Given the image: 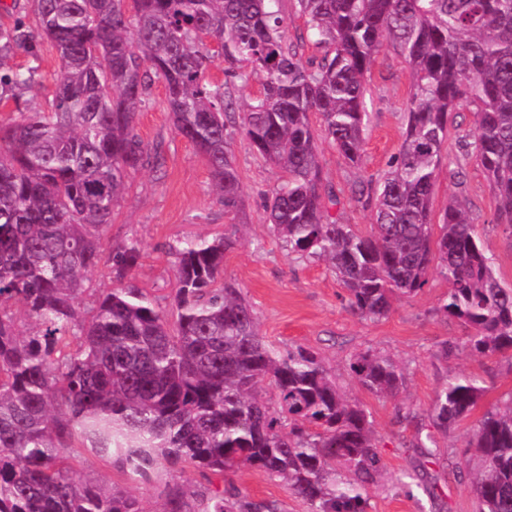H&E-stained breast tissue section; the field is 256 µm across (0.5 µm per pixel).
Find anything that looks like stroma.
Returning a JSON list of instances; mask_svg holds the SVG:
<instances>
[{
  "instance_id": "stroma-1",
  "label": "stroma",
  "mask_w": 512,
  "mask_h": 512,
  "mask_svg": "<svg viewBox=\"0 0 512 512\" xmlns=\"http://www.w3.org/2000/svg\"><path fill=\"white\" fill-rule=\"evenodd\" d=\"M8 64L15 69H37L36 81L22 104L40 107L52 99L60 60L51 44H43L39 57L21 51ZM411 91L408 65L393 47H384L366 75L370 121L360 164L348 163L327 140L318 142L322 182L340 199L332 214L342 223L355 225L360 233H369L373 210L358 203L355 192L376 184L397 154ZM136 132L145 146L160 149L163 161L160 168L148 167L130 176L129 187L106 229L108 245L133 241L141 250L138 265L121 283L170 307L175 286L172 246L198 237L232 236L236 244L224 259L221 280L239 288L252 305L261 335L279 350L298 344L316 353L344 395L363 405L370 415L386 473L367 489V512H477L468 479L454 477L451 469L456 466L464 473L471 469L463 450L483 413L512 392V358L464 350L469 328L437 312L448 291L447 281L430 273L423 291L400 299L388 317L361 318L349 307L342 284L324 262L289 254L271 233L263 205L282 174L256 155L240 130H232L229 139L243 187L241 204L233 213L225 212L213 189L205 159L176 131L162 83H153L137 115ZM474 132L471 108L460 106L445 144L433 210L442 214L449 197L460 198L493 258L496 276L512 288V235L497 221L498 202L483 168L464 149ZM447 340L459 343L460 348L444 359L439 350ZM366 351L390 356L401 365L405 384L398 397L372 394L351 375L350 359ZM459 374L479 379L485 394L458 426L436 433L435 454L424 456L415 446V437L431 430L434 397ZM74 468L81 478L127 490L143 512L164 508L162 484L125 480L114 461L85 452L75 460ZM414 469L427 473L426 486L397 484L402 472ZM185 478L195 491L231 483L251 500L275 503L280 512H310L304 500L257 468L241 469L228 479L190 469Z\"/></svg>"
}]
</instances>
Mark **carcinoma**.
Returning a JSON list of instances; mask_svg holds the SVG:
<instances>
[{"label": "carcinoma", "mask_w": 512, "mask_h": 512, "mask_svg": "<svg viewBox=\"0 0 512 512\" xmlns=\"http://www.w3.org/2000/svg\"><path fill=\"white\" fill-rule=\"evenodd\" d=\"M35 0L37 24L0 26V95L15 101L35 69L4 62L49 42L61 66L51 107L0 125V512H143L115 485L76 476L69 450L120 462L130 480L189 468L219 474L242 466L285 483L310 512H365V486L384 463L366 410L347 400L323 362L302 346L276 350L237 288L214 287L231 237L186 240L176 255L175 322L136 288L99 297L91 317L77 301L87 273L108 255L115 278L135 267V242L106 249L105 229L135 171L160 164L135 133L154 81L165 86L178 133L205 158L227 211L242 183L228 130H242L284 181L266 198L272 233L288 253L326 262L365 319L397 299L448 281L438 313L471 327L464 348L512 350V288L462 201L433 222V197L456 109L476 117L465 145L512 234V0H295L302 40L326 53L306 63L288 44L279 0ZM222 83L205 82L216 56ZM407 61L413 93L398 154L375 196L373 234L331 216L340 200L321 184L310 116L350 164L361 161L364 74L384 43ZM262 91L246 111L232 88L251 71ZM35 325L20 331L13 307ZM353 377L395 398L404 373L393 359L355 355ZM268 381L275 399L261 396ZM485 388L456 375L436 395L434 428L466 418ZM465 453L480 512H512V394L487 410ZM164 512H278L231 485L211 494L165 483Z\"/></svg>", "instance_id": "carcinoma-1"}]
</instances>
